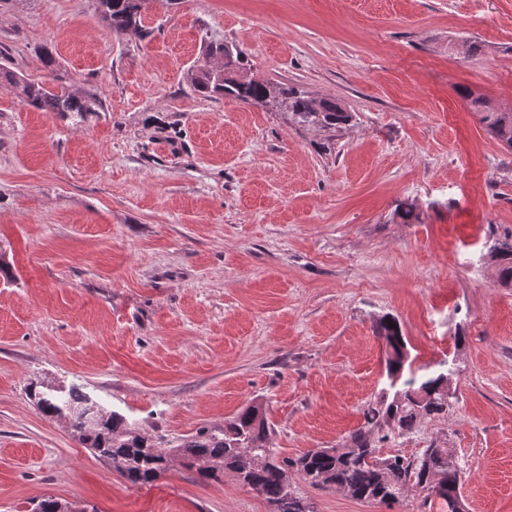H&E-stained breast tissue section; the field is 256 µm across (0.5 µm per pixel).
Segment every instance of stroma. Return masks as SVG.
<instances>
[{
	"label": "stroma",
	"mask_w": 512,
	"mask_h": 512,
	"mask_svg": "<svg viewBox=\"0 0 512 512\" xmlns=\"http://www.w3.org/2000/svg\"><path fill=\"white\" fill-rule=\"evenodd\" d=\"M143 25L115 36L99 0H0V66L100 101L63 117L0 85V512L50 495L77 512H270L176 457L126 484L29 385L80 386L164 443L258 403L295 457L343 446L392 399L386 318L416 375L447 366L450 402L381 454L452 448L467 512H512V288L489 257L512 235V149L459 94L512 110V0H145ZM216 37L248 76L354 120L331 138L201 96L185 76ZM466 40L480 54L458 53ZM301 489L316 512H448ZM377 335L383 340L386 347V372L390 380V386H396L397 380L402 375L408 361L407 345L396 319L389 318L380 322ZM389 348L393 353H389Z\"/></svg>",
	"instance_id": "35a3bbf8"
}]
</instances>
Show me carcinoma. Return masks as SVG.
<instances>
[{"mask_svg": "<svg viewBox=\"0 0 512 512\" xmlns=\"http://www.w3.org/2000/svg\"><path fill=\"white\" fill-rule=\"evenodd\" d=\"M144 0H99L101 19L117 35L143 36L141 9ZM235 71L219 80L212 76L209 63L190 70L188 79L194 90L208 98H230L259 107H288L290 123L304 128L334 133L349 124L353 115L329 98L316 99L300 87L282 81L257 80L241 75L245 53L234 49ZM0 77L14 87L26 102L44 112L82 115L99 111L92 94L77 92L70 86L25 79L3 71ZM461 97L481 120L493 138L512 149V112L488 108L486 100L471 89L459 90ZM504 249H498V246ZM493 246L492 259L501 285L512 287V237ZM377 335L392 352L386 354V372L390 386H396L408 361L407 345L394 318L380 322ZM443 371L412 377L395 391L387 404L367 410L366 428L353 432L344 448H313L296 458H281L269 448L270 427L259 405H250L224 422L222 427H202L170 449L141 433L122 414L108 412L89 395L73 386L67 391L38 386L30 388L37 408L47 416L68 419L74 438L105 461L126 483L145 486L168 469L171 456L182 459L189 469L198 468L203 480L216 479L226 471L235 474L243 486L254 491L272 512H315L314 505L294 485L296 473L312 487L334 486L350 497L366 502H387L389 497L403 498L410 492L439 498L450 505L462 500L461 467L450 448L430 443L417 457L398 452L379 453L375 440L384 441L394 433L412 432L417 418L448 413V397ZM425 395V402L416 400ZM96 409L93 417L84 409ZM35 512H71L69 503L53 496L43 498Z\"/></svg>", "mask_w": 512, "mask_h": 512, "instance_id": "1", "label": "carcinoma"}]
</instances>
